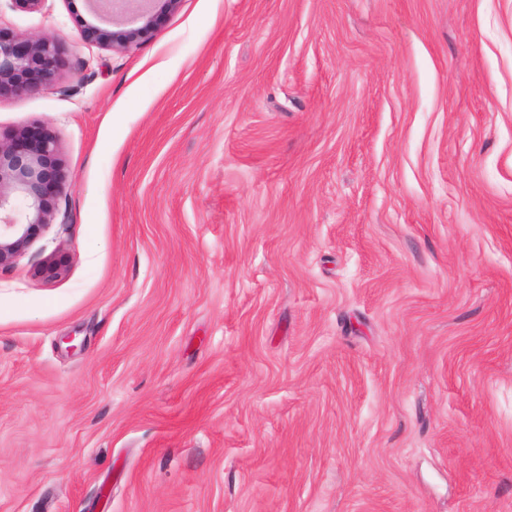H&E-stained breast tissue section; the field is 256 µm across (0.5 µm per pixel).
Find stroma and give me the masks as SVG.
<instances>
[{
    "instance_id": "stroma-1",
    "label": "stroma",
    "mask_w": 512,
    "mask_h": 512,
    "mask_svg": "<svg viewBox=\"0 0 512 512\" xmlns=\"http://www.w3.org/2000/svg\"><path fill=\"white\" fill-rule=\"evenodd\" d=\"M0 26L70 184L0 272V512H512V0ZM60 47L49 34L19 36L0 26V96L23 95L43 90L53 82L60 60Z\"/></svg>"
}]
</instances>
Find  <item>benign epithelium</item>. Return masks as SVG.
Wrapping results in <instances>:
<instances>
[{
  "instance_id": "7a95c632",
  "label": "benign epithelium",
  "mask_w": 512,
  "mask_h": 512,
  "mask_svg": "<svg viewBox=\"0 0 512 512\" xmlns=\"http://www.w3.org/2000/svg\"><path fill=\"white\" fill-rule=\"evenodd\" d=\"M180 0H86L98 43L126 51L155 29L160 16ZM60 47L49 34L19 36L0 27V96L23 95L53 82ZM56 141L41 128L24 125L0 138V271L10 269L56 218V201L68 189ZM62 257H51L36 270L45 280L65 276Z\"/></svg>"
}]
</instances>
